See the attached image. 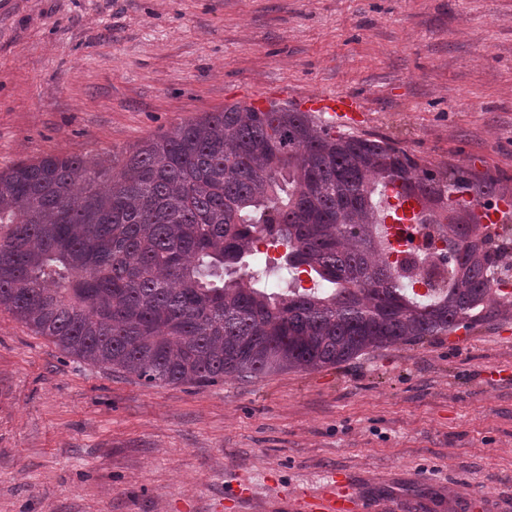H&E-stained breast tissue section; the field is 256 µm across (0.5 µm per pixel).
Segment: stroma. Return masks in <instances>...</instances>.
<instances>
[{
  "mask_svg": "<svg viewBox=\"0 0 512 512\" xmlns=\"http://www.w3.org/2000/svg\"><path fill=\"white\" fill-rule=\"evenodd\" d=\"M317 92L512 195V0H0L2 170ZM333 472L362 512H512V306L201 386L100 369L0 311V512H268Z\"/></svg>",
  "mask_w": 512,
  "mask_h": 512,
  "instance_id": "35a3bbf8",
  "label": "stroma"
}]
</instances>
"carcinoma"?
Returning <instances> with one entry per match:
<instances>
[{"label":"carcinoma","instance_id":"obj_1","mask_svg":"<svg viewBox=\"0 0 512 512\" xmlns=\"http://www.w3.org/2000/svg\"><path fill=\"white\" fill-rule=\"evenodd\" d=\"M426 202L447 243L424 293L390 259L385 186ZM456 193L490 179L420 164L396 143L333 131L309 112L232 104L109 159L46 155L0 172V310L63 352L154 384L311 371L476 322L495 241ZM285 247L298 278L249 270ZM260 251H268L269 259L267 258L266 253L264 254H257L252 256L248 259L250 263V268L256 267L263 269L265 267L270 268L271 271L268 272V275L266 277V280L268 281V285L271 287H277L279 281L282 278L285 279H291V273L290 275L287 273L285 269L278 270V266L280 265V257L284 254L285 249L282 247H279L278 249H273L262 246ZM267 258V263H265V260Z\"/></svg>","mask_w":512,"mask_h":512}]
</instances>
